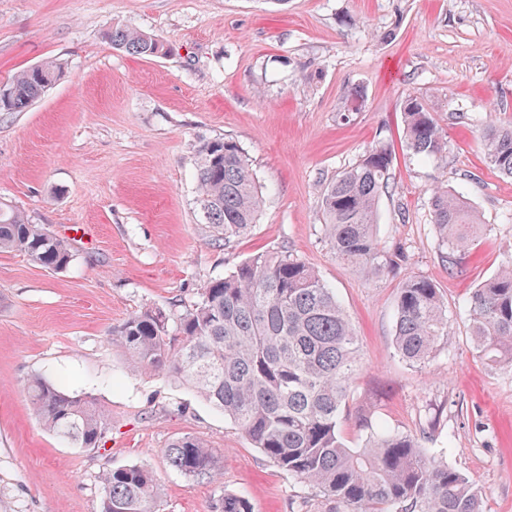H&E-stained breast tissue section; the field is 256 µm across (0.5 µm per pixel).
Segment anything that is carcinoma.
<instances>
[{"label": "carcinoma", "mask_w": 512, "mask_h": 512, "mask_svg": "<svg viewBox=\"0 0 512 512\" xmlns=\"http://www.w3.org/2000/svg\"><path fill=\"white\" fill-rule=\"evenodd\" d=\"M118 49L144 58L164 54L163 43L133 25L107 33ZM46 62L21 71L0 94V112H23L60 78ZM404 139L417 156L445 158L447 140L421 102H404ZM490 166L512 178V125L483 135ZM200 221L218 242L247 234L261 205L250 158L232 138L196 145ZM392 152L378 143L322 188L324 237L337 258L367 273L392 263L373 233L380 195L388 188ZM432 221L448 262L486 234L464 197L433 191ZM0 252H20L53 270L73 260L70 245L0 205ZM168 315L146 309L116 331L131 370L162 373L188 386L237 427L251 445L318 493L322 512H483L481 490L425 448L426 436L359 417L361 446L350 447L340 428L359 342L351 319L318 273L290 254L261 253L207 283L178 318L180 344L171 345ZM450 323L438 288L411 276L398 288L393 346L403 361L422 366L448 341ZM472 354L490 367L512 366V262L469 297ZM29 401L45 428L71 448H96L107 418L87 396L71 395L44 377L27 383ZM169 465L187 477L216 476L214 449L194 436L164 449ZM160 485L144 465L106 469L101 512H157ZM217 512H253L248 498L226 493Z\"/></svg>", "instance_id": "obj_1"}]
</instances>
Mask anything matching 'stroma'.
I'll use <instances>...</instances> for the list:
<instances>
[{
	"mask_svg": "<svg viewBox=\"0 0 512 512\" xmlns=\"http://www.w3.org/2000/svg\"><path fill=\"white\" fill-rule=\"evenodd\" d=\"M126 24L169 48L131 56L106 39ZM55 61L63 74L23 112H0V202L70 243L51 271L0 252V512H100L103 469L147 464L160 512H212L226 492L254 512H318L310 487L269 462L190 388L131 371L113 331L148 308L177 318L206 283L285 251L334 290L359 339L342 419L428 436L472 479L488 512H512V369L473 359L466 300L512 259V179L487 163L489 125L512 122V0H0V82ZM416 96L448 141L444 163L406 148ZM233 138L263 194L256 224L221 246L200 223L199 139ZM393 153L375 236L394 266L368 276L324 240L321 188L376 143ZM462 195L490 232L450 270L431 193ZM439 289L448 341L425 367L395 353L397 290ZM91 396L107 417L94 449L71 448L32 409L28 379ZM192 435L222 475L190 478L163 454Z\"/></svg>",
	"mask_w": 512,
	"mask_h": 512,
	"instance_id": "1",
	"label": "stroma"
}]
</instances>
